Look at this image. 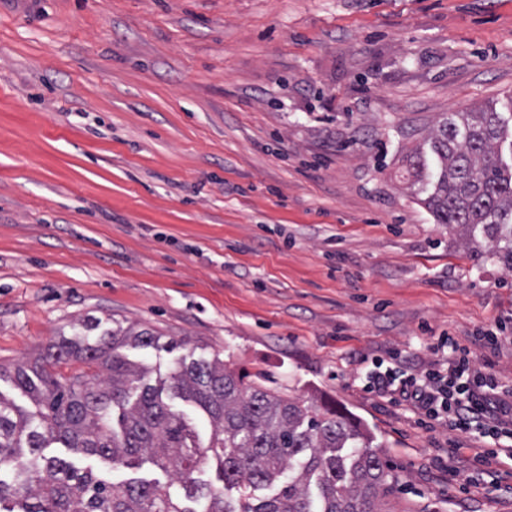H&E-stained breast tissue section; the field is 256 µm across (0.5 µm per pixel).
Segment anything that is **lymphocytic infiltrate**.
I'll return each instance as SVG.
<instances>
[{
    "label": "lymphocytic infiltrate",
    "mask_w": 512,
    "mask_h": 512,
    "mask_svg": "<svg viewBox=\"0 0 512 512\" xmlns=\"http://www.w3.org/2000/svg\"><path fill=\"white\" fill-rule=\"evenodd\" d=\"M437 350L446 354V366L421 375H375L369 389L402 399L426 419H444L450 430L479 431L491 446L477 456L479 464L497 458L496 442L512 437V387L499 384L485 368L473 364L470 349L454 336L438 337Z\"/></svg>",
    "instance_id": "obj_1"
}]
</instances>
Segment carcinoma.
Masks as SVG:
<instances>
[{"instance_id": "cac0c4a2", "label": "carcinoma", "mask_w": 512, "mask_h": 512, "mask_svg": "<svg viewBox=\"0 0 512 512\" xmlns=\"http://www.w3.org/2000/svg\"><path fill=\"white\" fill-rule=\"evenodd\" d=\"M508 131L494 110L450 112L431 131L429 153L409 156L408 166L435 222L462 226L470 243L478 234L491 240L489 258L512 272V165L498 151ZM82 328L40 360L0 367V380L34 405L25 410L0 393V512H391L390 474L350 415L248 384L220 361H180L169 385L155 386L151 368L122 349L154 347L159 337L147 329L101 332L94 318ZM71 360L94 372L67 379L55 371ZM173 399L207 415L208 450L224 487L276 493L235 504L198 482L199 436ZM48 448L124 467L147 460L174 480L114 483Z\"/></svg>"}]
</instances>
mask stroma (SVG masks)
I'll list each match as a JSON object with an SVG mask.
<instances>
[{"mask_svg": "<svg viewBox=\"0 0 512 512\" xmlns=\"http://www.w3.org/2000/svg\"><path fill=\"white\" fill-rule=\"evenodd\" d=\"M488 105L512 111V0H0V363L87 317L149 329L125 354L151 381L221 360L339 405L398 512H512V461L366 388L446 332L512 386V272L406 173Z\"/></svg>", "mask_w": 512, "mask_h": 512, "instance_id": "35a3bbf8", "label": "stroma"}]
</instances>
